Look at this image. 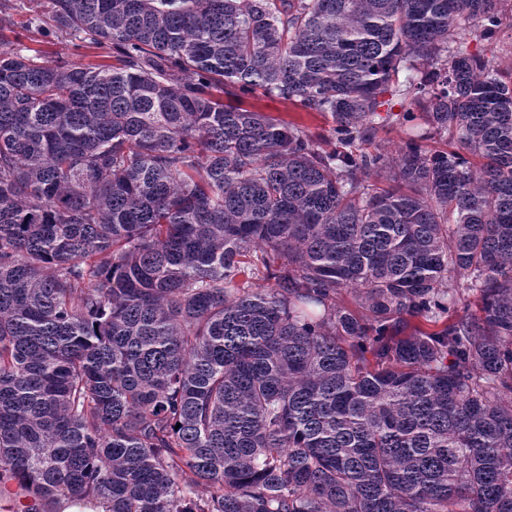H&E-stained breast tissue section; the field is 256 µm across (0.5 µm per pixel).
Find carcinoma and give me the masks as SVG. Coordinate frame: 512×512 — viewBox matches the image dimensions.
Instances as JSON below:
<instances>
[{
    "mask_svg": "<svg viewBox=\"0 0 512 512\" xmlns=\"http://www.w3.org/2000/svg\"><path fill=\"white\" fill-rule=\"evenodd\" d=\"M501 2L52 0L115 62L50 66L0 0V485L24 512H512V80L457 38L493 39ZM259 90L329 138L237 105ZM395 97L426 132L356 146ZM54 512H107L108 504L101 498L75 497L69 494L58 496L52 506Z\"/></svg>",
    "mask_w": 512,
    "mask_h": 512,
    "instance_id": "1",
    "label": "carcinoma"
}]
</instances>
